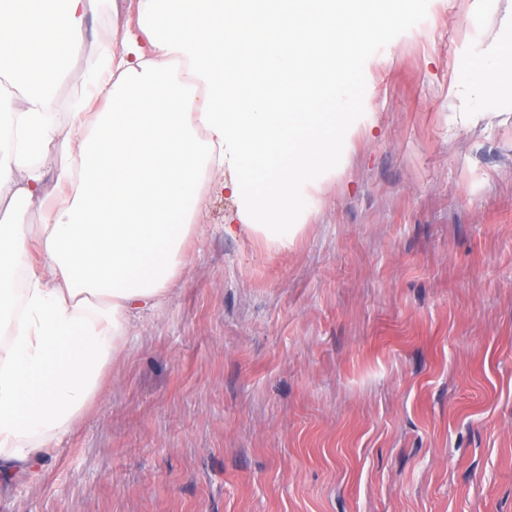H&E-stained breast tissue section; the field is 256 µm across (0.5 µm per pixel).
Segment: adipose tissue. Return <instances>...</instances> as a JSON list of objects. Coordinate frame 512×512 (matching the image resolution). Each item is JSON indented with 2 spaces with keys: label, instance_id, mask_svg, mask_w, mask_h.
<instances>
[{
  "label": "adipose tissue",
  "instance_id": "1",
  "mask_svg": "<svg viewBox=\"0 0 512 512\" xmlns=\"http://www.w3.org/2000/svg\"><path fill=\"white\" fill-rule=\"evenodd\" d=\"M220 0H137L118 31L114 0H0V51L43 78L24 107L0 95V477L34 468L84 414L131 323L159 308L213 171L245 228L287 246L308 189L347 130L354 70L380 29L426 15L429 0H376L350 29L347 62L278 117L265 93L224 70ZM96 21L81 80L59 96L60 47ZM39 205L29 233L18 217Z\"/></svg>",
  "mask_w": 512,
  "mask_h": 512
}]
</instances>
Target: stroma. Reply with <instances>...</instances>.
<instances>
[{"mask_svg":"<svg viewBox=\"0 0 512 512\" xmlns=\"http://www.w3.org/2000/svg\"><path fill=\"white\" fill-rule=\"evenodd\" d=\"M243 78L292 112L296 34L224 12ZM512 0H430L357 66L355 122L268 248L213 175L163 305L0 512H512Z\"/></svg>","mask_w":512,"mask_h":512,"instance_id":"obj_1","label":"stroma"}]
</instances>
